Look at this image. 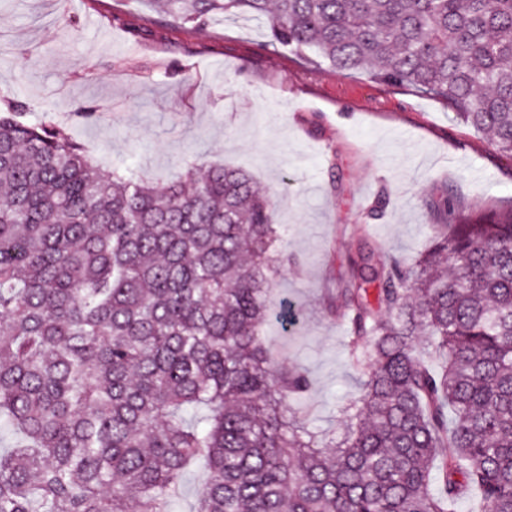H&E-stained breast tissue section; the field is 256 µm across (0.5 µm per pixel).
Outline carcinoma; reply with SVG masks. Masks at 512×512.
Here are the masks:
<instances>
[{
    "mask_svg": "<svg viewBox=\"0 0 512 512\" xmlns=\"http://www.w3.org/2000/svg\"><path fill=\"white\" fill-rule=\"evenodd\" d=\"M185 23L245 16L338 73L447 101L512 160V0H148ZM0 111V512H512V213L427 208L412 263L352 259L333 293L369 359L339 433L296 405L272 296L289 262L272 199L210 163L119 175L51 124ZM426 348L431 368L413 354Z\"/></svg>",
    "mask_w": 512,
    "mask_h": 512,
    "instance_id": "1",
    "label": "carcinoma"
}]
</instances>
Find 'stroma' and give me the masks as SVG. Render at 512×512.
Here are the masks:
<instances>
[{"instance_id": "stroma-1", "label": "stroma", "mask_w": 512, "mask_h": 512, "mask_svg": "<svg viewBox=\"0 0 512 512\" xmlns=\"http://www.w3.org/2000/svg\"><path fill=\"white\" fill-rule=\"evenodd\" d=\"M0 99L58 127L97 163L163 182L198 162L248 171L275 201L294 264L275 293L301 312L266 334L310 374L318 428L339 427L362 369L325 304L359 247L413 261L429 244L425 200L512 213V162L446 101L343 75L270 46L255 21L205 26L143 0H0ZM111 106L80 117L78 106ZM386 195L382 211L374 206Z\"/></svg>"}]
</instances>
